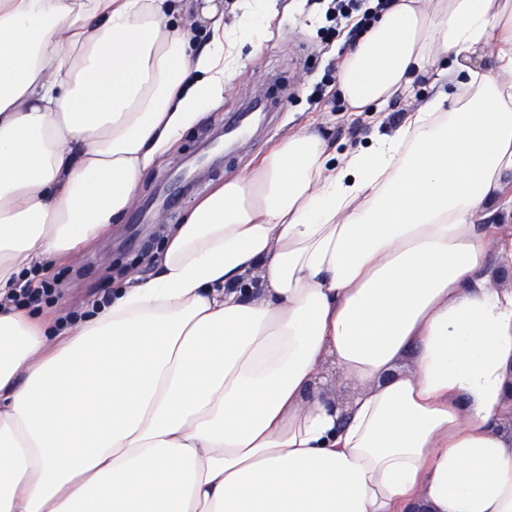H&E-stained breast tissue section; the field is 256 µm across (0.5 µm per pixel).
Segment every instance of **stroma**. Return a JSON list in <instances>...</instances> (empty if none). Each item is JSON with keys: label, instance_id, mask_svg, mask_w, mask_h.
<instances>
[{"label": "stroma", "instance_id": "35a3bbf8", "mask_svg": "<svg viewBox=\"0 0 512 512\" xmlns=\"http://www.w3.org/2000/svg\"><path fill=\"white\" fill-rule=\"evenodd\" d=\"M351 45L347 33L330 32L325 10L314 0H277L256 55L225 84L223 102L142 172L136 206L77 259L46 262L45 279L57 300L45 303L43 316L59 322L63 310L111 300L115 288L154 276L152 255L169 235L154 222L156 198L170 199L176 220H183L224 180L249 172L288 136L313 128L337 153L356 150L369 145L375 132L396 130L439 91V84L421 77L413 96L351 113L336 85Z\"/></svg>", "mask_w": 512, "mask_h": 512}]
</instances>
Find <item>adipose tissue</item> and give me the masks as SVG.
I'll use <instances>...</instances> for the list:
<instances>
[{
    "mask_svg": "<svg viewBox=\"0 0 512 512\" xmlns=\"http://www.w3.org/2000/svg\"><path fill=\"white\" fill-rule=\"evenodd\" d=\"M235 7L0 0V512H512V286L478 222L512 175V0H394L343 99L451 93L366 149L288 137L95 314L10 302L223 99L269 16ZM497 30L496 69L461 64Z\"/></svg>",
    "mask_w": 512,
    "mask_h": 512,
    "instance_id": "1",
    "label": "adipose tissue"
}]
</instances>
